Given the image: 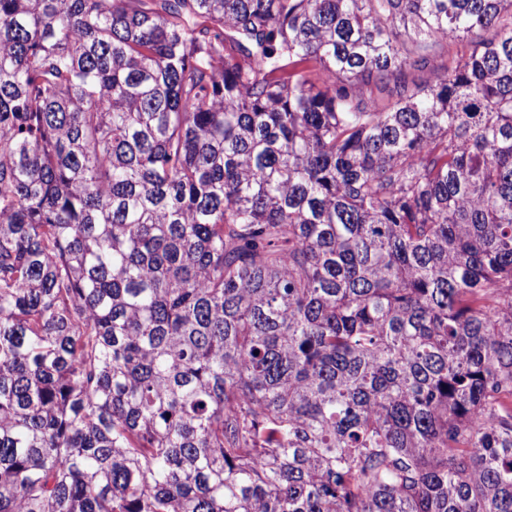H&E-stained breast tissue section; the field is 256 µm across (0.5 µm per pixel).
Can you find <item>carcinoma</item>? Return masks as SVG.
Segmentation results:
<instances>
[{
	"label": "carcinoma",
	"mask_w": 512,
	"mask_h": 512,
	"mask_svg": "<svg viewBox=\"0 0 512 512\" xmlns=\"http://www.w3.org/2000/svg\"><path fill=\"white\" fill-rule=\"evenodd\" d=\"M0 512H512V0H0Z\"/></svg>",
	"instance_id": "cac0c4a2"
}]
</instances>
